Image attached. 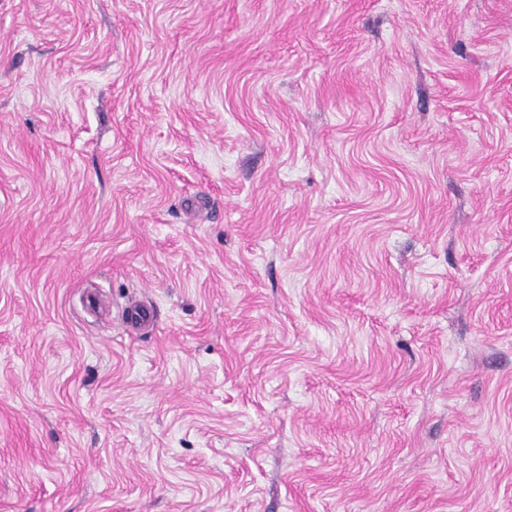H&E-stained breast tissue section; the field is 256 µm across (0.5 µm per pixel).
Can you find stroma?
<instances>
[{"mask_svg": "<svg viewBox=\"0 0 512 512\" xmlns=\"http://www.w3.org/2000/svg\"><path fill=\"white\" fill-rule=\"evenodd\" d=\"M0 512H512V0H0ZM124 322L129 327L147 328L155 322L154 310L145 303H134L124 309Z\"/></svg>", "mask_w": 512, "mask_h": 512, "instance_id": "35a3bbf8", "label": "stroma"}]
</instances>
